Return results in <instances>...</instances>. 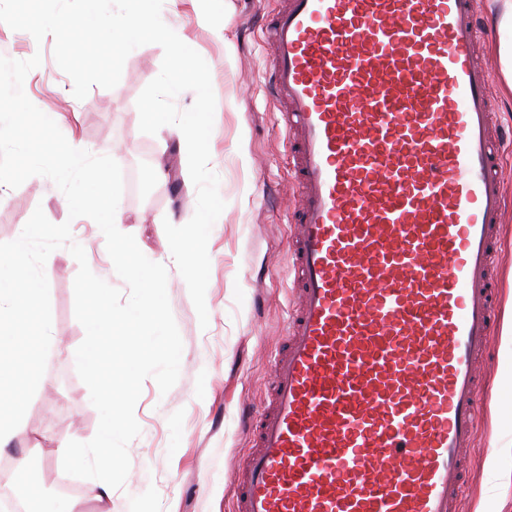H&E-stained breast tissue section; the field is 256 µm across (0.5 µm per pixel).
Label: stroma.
<instances>
[{
    "mask_svg": "<svg viewBox=\"0 0 512 512\" xmlns=\"http://www.w3.org/2000/svg\"><path fill=\"white\" fill-rule=\"evenodd\" d=\"M276 0H165L163 21L206 61L216 98L209 166L219 177L226 207L209 240V315L200 326L187 285L172 258L163 224L181 226L193 216L196 189L188 171L181 131L163 126L139 130L136 100L160 72L163 50L141 46L127 57L112 89L91 88L76 99L73 82L57 65L54 38L43 41L0 23V56H40L23 85L27 97L55 121L68 142L95 155L121 148L123 193L117 213L122 232L143 254L165 265L171 310L183 342L180 376L168 393L153 379L143 383L135 407L141 433L128 446L130 470L122 488L96 498L78 479L81 506L71 497L43 493L39 512H234L239 469L250 451L243 414L255 411L270 385L271 361L284 342L293 300L286 265L291 245L287 207L295 182L284 131L266 88L271 49L262 28ZM497 36L485 51L491 61L496 124L512 147V85L497 53ZM164 176H157V169ZM507 198L499 261V312H512V154L505 158ZM55 224L70 222L72 240L86 253L91 271L119 290L106 241L87 217L69 219L64 194L48 178L34 176L12 189L0 184V242L15 240L35 208ZM52 311L51 345L43 385L24 417V429L0 458L34 455L48 462L49 479L63 474L68 441L86 442L99 415L75 368L85 331L74 314L78 263L68 249L51 253L45 267ZM483 426L467 460L460 491L462 512H512V485L494 488L492 466L512 471V350L500 333L490 338L482 370Z\"/></svg>",
    "mask_w": 512,
    "mask_h": 512,
    "instance_id": "obj_1",
    "label": "stroma"
}]
</instances>
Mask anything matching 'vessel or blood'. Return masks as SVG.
Returning a JSON list of instances; mask_svg holds the SVG:
<instances>
[{"label":"vessel or blood","mask_w":512,"mask_h":512,"mask_svg":"<svg viewBox=\"0 0 512 512\" xmlns=\"http://www.w3.org/2000/svg\"><path fill=\"white\" fill-rule=\"evenodd\" d=\"M481 0H280L298 196L285 341L236 512H457L505 196Z\"/></svg>","instance_id":"vessel-or-blood-1"}]
</instances>
